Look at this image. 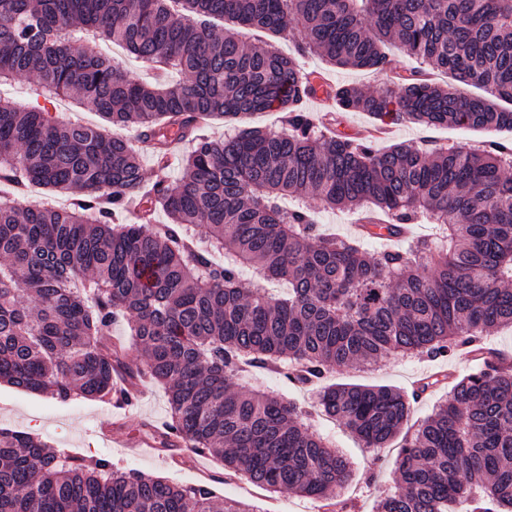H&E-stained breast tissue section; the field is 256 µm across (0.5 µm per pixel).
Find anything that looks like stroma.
Returning a JSON list of instances; mask_svg holds the SVG:
<instances>
[{
    "label": "stroma",
    "instance_id": "stroma-1",
    "mask_svg": "<svg viewBox=\"0 0 512 512\" xmlns=\"http://www.w3.org/2000/svg\"><path fill=\"white\" fill-rule=\"evenodd\" d=\"M490 138V133L476 129L400 124L389 136L378 139L377 144L386 147L406 142L420 146L425 141L435 140L472 148ZM475 366V361L465 355L443 363L417 356H392L338 368L331 380L335 383L390 385L411 393L417 380L441 371L462 377L472 372ZM167 418L165 389L151 381L146 382L144 395L130 409L84 398L63 404L47 394L21 391L0 383L1 428L32 434L74 456L109 458L116 468L122 470L140 471L174 484L205 483L217 495L247 502L255 507L256 512H322L319 503L313 500L273 493L250 484L244 478L228 476L219 459L199 456L178 465L165 461L156 452L134 455L120 446H108L97 432L99 423L119 420L123 423V433L143 434L149 427H161ZM308 422L352 463L353 475L344 490L345 497L356 500V512H374L376 499L394 488L396 449L375 453L318 413L312 414Z\"/></svg>",
    "mask_w": 512,
    "mask_h": 512
}]
</instances>
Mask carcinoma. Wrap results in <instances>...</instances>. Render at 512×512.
<instances>
[{
  "mask_svg": "<svg viewBox=\"0 0 512 512\" xmlns=\"http://www.w3.org/2000/svg\"><path fill=\"white\" fill-rule=\"evenodd\" d=\"M264 35L242 41L234 25ZM338 69L383 72L393 87L329 89L338 112L393 124L512 131V0H0V82L30 76L50 102L73 97L139 129L163 157L187 145L181 177L145 186L128 141L0 99V183L74 193L69 209L0 199V382L61 403L116 399L114 376L164 385L160 444L208 455L272 492L353 512L349 459L287 398L235 389L267 370L317 390V405L366 448L400 441L396 488L375 512L512 509V363L480 347L512 326V140L477 149L374 141L305 109L318 72L272 40ZM83 41L112 42L184 78L127 76ZM420 68L404 73L397 55ZM444 71L452 82L429 77ZM475 86L481 95L464 87ZM285 112L278 131L195 134L198 119ZM138 195L143 215L114 220ZM362 209L383 224L327 235L303 205ZM290 196L296 205L281 207ZM169 223L152 224L156 206ZM435 225L432 239L374 254L367 237ZM255 277L245 282L243 273ZM124 321L144 365L112 342ZM481 364L406 432L413 399L387 386L328 384L356 360L390 354ZM0 512H255L204 484L180 487L75 457L0 428Z\"/></svg>",
  "mask_w": 512,
  "mask_h": 512,
  "instance_id": "cac0c4a2",
  "label": "carcinoma"
}]
</instances>
